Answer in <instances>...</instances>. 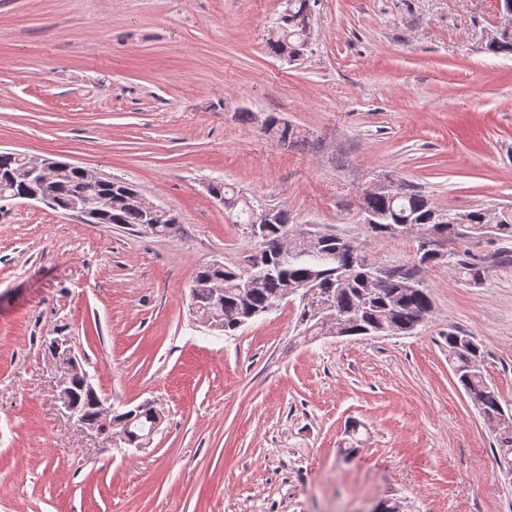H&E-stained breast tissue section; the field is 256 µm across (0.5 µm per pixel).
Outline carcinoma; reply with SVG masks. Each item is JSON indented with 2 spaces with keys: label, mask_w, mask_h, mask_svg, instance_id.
Returning a JSON list of instances; mask_svg holds the SVG:
<instances>
[{
  "label": "carcinoma",
  "mask_w": 512,
  "mask_h": 512,
  "mask_svg": "<svg viewBox=\"0 0 512 512\" xmlns=\"http://www.w3.org/2000/svg\"><path fill=\"white\" fill-rule=\"evenodd\" d=\"M311 0H286L274 28L266 40L269 53L295 61L308 49ZM485 49L495 55H512V14L497 27ZM263 133L280 145L291 147L303 140V133L274 113L260 125ZM26 158L16 151H0V202L11 201L27 187ZM213 194L224 199V208L236 213V223L250 226L259 222L263 205L245 198L224 184L212 186ZM54 209L67 212L76 203L91 206L108 199L112 204L103 209V224L143 227L157 236L170 234L177 216L165 214L154 224L130 184L102 177L93 182L82 169H70L48 186ZM272 217L263 223L264 230L256 238L257 252L245 267L205 264L195 274L190 287L192 306L206 318L214 330L234 335L238 322L252 321L281 306L285 301H299L300 335L322 336L325 323L307 317L308 304L294 295L297 288H317L336 317L346 326L348 335L408 336L418 330L417 321L428 319L433 300L422 272L446 264L466 283H480L485 275L484 257L466 249H449L447 244L465 239L487 238L512 241V207L480 208L467 213L440 208L420 190L398 182L393 191L377 187L364 190L360 213L365 232L372 237H403L401 224H420L436 231L441 238L440 252L427 255L416 248L410 268L420 281L417 288L407 286L406 277H381V266L368 260L354 237L333 230H320L315 247H310L300 234L299 226L289 223L288 214L271 209ZM448 356L457 381L466 395L473 397L486 424H493L503 406L497 391L484 374L486 351L476 337L453 329L445 337ZM69 398L87 420L96 418L95 392L76 376L69 383ZM112 419L123 429L128 445L145 448L150 444L152 429L160 419L154 406L138 405L126 411H114ZM495 445L500 458L512 475V423L495 428Z\"/></svg>",
  "instance_id": "1"
}]
</instances>
